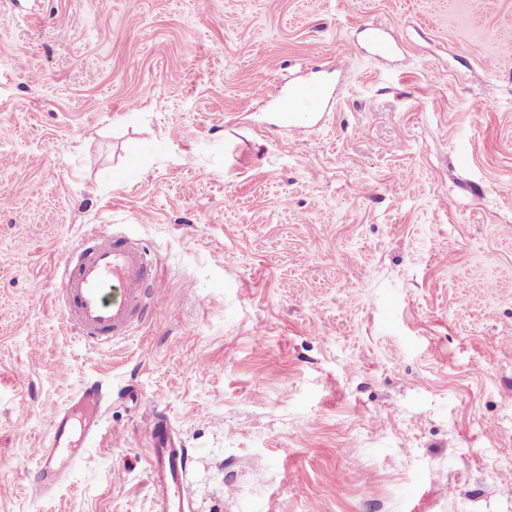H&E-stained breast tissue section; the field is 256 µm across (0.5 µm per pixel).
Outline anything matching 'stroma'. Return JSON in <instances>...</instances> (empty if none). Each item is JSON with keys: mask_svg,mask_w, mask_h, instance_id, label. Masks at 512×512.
Returning a JSON list of instances; mask_svg holds the SVG:
<instances>
[{"mask_svg": "<svg viewBox=\"0 0 512 512\" xmlns=\"http://www.w3.org/2000/svg\"><path fill=\"white\" fill-rule=\"evenodd\" d=\"M301 79L339 101L297 139ZM92 224L164 284L98 349L57 300ZM157 416L193 512H512V0H0V512H156ZM112 401V388L94 381L84 385L71 408L55 414L51 430L38 452L36 468L28 487L35 497L51 491L63 478L68 465L80 458L81 449L93 445L101 433L103 406ZM84 410L81 438L74 440L70 410Z\"/></svg>", "mask_w": 512, "mask_h": 512, "instance_id": "1", "label": "stroma"}]
</instances>
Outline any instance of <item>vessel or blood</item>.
<instances>
[{"label":"vessel or blood","mask_w":512,"mask_h":512,"mask_svg":"<svg viewBox=\"0 0 512 512\" xmlns=\"http://www.w3.org/2000/svg\"><path fill=\"white\" fill-rule=\"evenodd\" d=\"M295 117L288 133H309L307 114H326L333 97L320 84L304 81L285 92ZM157 259L142 242L95 225L84 231L67 254L61 273L60 308L64 321L86 345L101 347L129 336L134 321L149 300L159 299L162 283L155 278ZM112 399L111 388L94 381L76 395L71 410L55 414L50 433L38 452L29 480L34 496L51 491L82 449L91 447L101 433L103 408ZM82 410L81 435H74L72 410ZM152 485L159 512H187L191 497L188 474L192 458L173 444L163 420L147 432Z\"/></svg>","instance_id":"vessel-or-blood-1"}]
</instances>
